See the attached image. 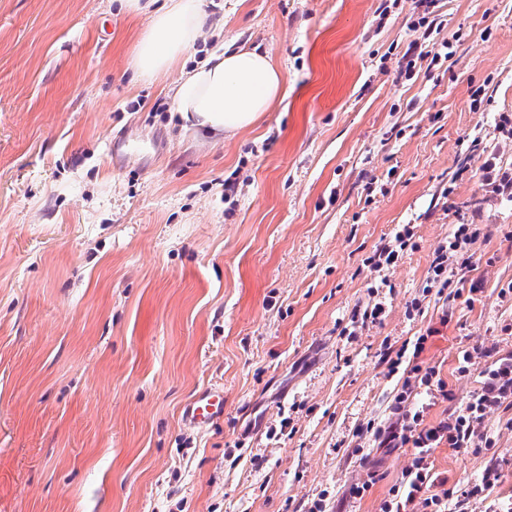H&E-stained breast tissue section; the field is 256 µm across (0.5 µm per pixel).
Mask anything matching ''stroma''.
Wrapping results in <instances>:
<instances>
[{
	"instance_id": "obj_1",
	"label": "stroma",
	"mask_w": 512,
	"mask_h": 512,
	"mask_svg": "<svg viewBox=\"0 0 512 512\" xmlns=\"http://www.w3.org/2000/svg\"><path fill=\"white\" fill-rule=\"evenodd\" d=\"M202 11L193 48L141 82L149 14L0 0V512H377L411 462L361 434L400 386L389 350L427 336L419 360L459 401L485 349L512 354V197L484 169L512 173V0ZM445 40L401 77L411 43ZM230 41L268 51L286 94L214 141L170 88ZM404 224L403 262L373 270ZM457 224L478 231L469 261L453 294L425 293ZM375 302L382 320L348 334ZM216 381L224 416L194 427L183 408ZM511 420L486 418L494 448L434 449L450 512H512Z\"/></svg>"
}]
</instances>
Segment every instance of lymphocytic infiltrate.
<instances>
[{"label":"lymphocytic infiltrate","mask_w":512,"mask_h":512,"mask_svg":"<svg viewBox=\"0 0 512 512\" xmlns=\"http://www.w3.org/2000/svg\"><path fill=\"white\" fill-rule=\"evenodd\" d=\"M472 239L469 225H457L449 243L436 251L431 262V287H449L448 270L463 259V250ZM426 341V336H419L412 352L401 349L388 360L391 373L401 376V386L389 406L394 422L375 428L373 435L387 447L410 449L412 461L381 501L379 512H448L447 495L436 491L439 480L431 462L434 448L443 444L465 450L494 447V434L486 430L484 421L491 412L512 408V355L503 356L490 348L484 352L486 364L479 388L464 404L452 406L439 422L425 424L428 410L437 401L453 399L438 371L417 359Z\"/></svg>","instance_id":"f902f5d3"}]
</instances>
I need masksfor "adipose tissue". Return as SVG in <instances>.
Returning a JSON list of instances; mask_svg holds the SVG:
<instances>
[{
  "instance_id": "adipose-tissue-1",
  "label": "adipose tissue",
  "mask_w": 512,
  "mask_h": 512,
  "mask_svg": "<svg viewBox=\"0 0 512 512\" xmlns=\"http://www.w3.org/2000/svg\"><path fill=\"white\" fill-rule=\"evenodd\" d=\"M123 5L131 13H151L133 61L142 80L165 71L196 42L204 24L201 0H165L156 10L148 0H123ZM283 90L284 75L268 52L227 45L182 72L172 92L185 126L200 136L220 139L257 124Z\"/></svg>"
}]
</instances>
